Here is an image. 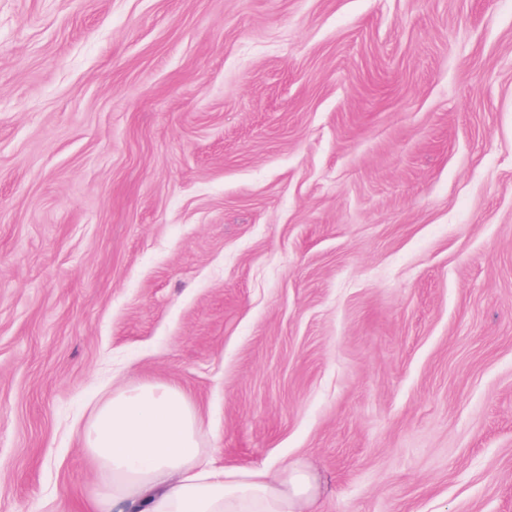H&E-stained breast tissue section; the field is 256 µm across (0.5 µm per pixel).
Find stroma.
I'll use <instances>...</instances> for the list:
<instances>
[{"label":"stroma","instance_id":"obj_1","mask_svg":"<svg viewBox=\"0 0 512 512\" xmlns=\"http://www.w3.org/2000/svg\"><path fill=\"white\" fill-rule=\"evenodd\" d=\"M152 379L317 512H512V0H0V512Z\"/></svg>","mask_w":512,"mask_h":512}]
</instances>
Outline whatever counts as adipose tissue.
I'll return each instance as SVG.
<instances>
[{
  "instance_id": "ef3b65f1",
  "label": "adipose tissue",
  "mask_w": 512,
  "mask_h": 512,
  "mask_svg": "<svg viewBox=\"0 0 512 512\" xmlns=\"http://www.w3.org/2000/svg\"><path fill=\"white\" fill-rule=\"evenodd\" d=\"M81 436L100 476L87 512H309L320 495L315 474L299 464L216 467L196 405L166 381L112 391Z\"/></svg>"
}]
</instances>
